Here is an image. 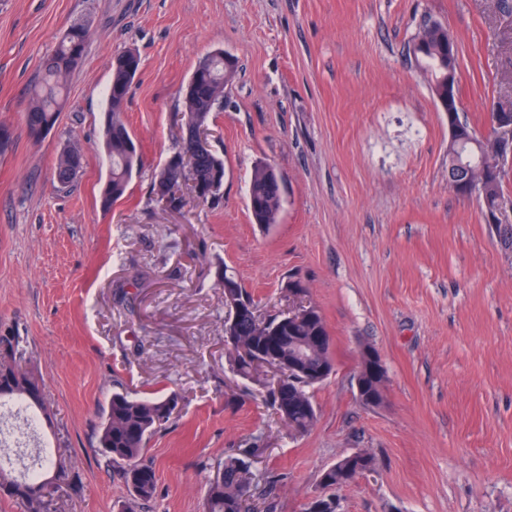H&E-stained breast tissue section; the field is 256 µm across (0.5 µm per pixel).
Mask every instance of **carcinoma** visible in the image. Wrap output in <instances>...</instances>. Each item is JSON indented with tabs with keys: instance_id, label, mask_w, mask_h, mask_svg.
Returning a JSON list of instances; mask_svg holds the SVG:
<instances>
[{
	"instance_id": "1",
	"label": "carcinoma",
	"mask_w": 512,
	"mask_h": 512,
	"mask_svg": "<svg viewBox=\"0 0 512 512\" xmlns=\"http://www.w3.org/2000/svg\"><path fill=\"white\" fill-rule=\"evenodd\" d=\"M88 29L76 23L64 34L57 47L42 62L43 76L34 92L26 112V122L31 131L40 133L51 130L58 118L61 94L73 69L78 66L87 47ZM454 37L442 24H426L416 37L417 61L430 74L429 89L435 101L447 105L448 101V42ZM140 65L138 55L122 52L112 58L109 67L112 83L107 96V119L104 147L110 159V174L103 203L110 207L120 201L127 190L134 172L138 169L139 154L124 119L129 84ZM236 61L224 62V52L217 51L198 64L189 84L192 95L183 99L181 126L195 128L208 123L209 116L224 104V91L233 80ZM188 157L192 163V184L179 185L180 173L176 168L163 167L155 176L152 193L160 202H168L171 210H181L191 204L217 206L224 186V159L211 148L198 150L189 137L181 138L175 157ZM83 155L76 148L64 151L58 158L59 180H71L70 170L81 168ZM505 162L504 175L485 179L482 191L491 198L505 199L504 183L509 178ZM249 206L255 223L269 226L278 223L282 208V187L275 170L266 164L254 167L248 190ZM220 279L232 285L224 293V334L234 333V339L224 341L233 369L242 377L251 378L267 362L270 345L279 347L276 369L286 374L288 361L296 352L304 351L305 369L293 380L279 378L268 392L275 413L296 434L308 432L315 424L316 409L306 388L325 380L334 370L330 341L314 344L317 336L328 335L326 322L318 308L310 305L291 318L286 313L276 316H258L257 304L235 276L224 271ZM9 346L15 351L10 374L14 385L19 386L29 378L30 368L22 364L21 337L11 329H0V347ZM365 390L362 404L376 406L383 398L385 371L364 376ZM177 407V398H141L127 391L114 392L108 403L106 415L101 420L99 448L107 466L115 470L131 492V500L122 512H136L137 504L148 502L156 493L157 476L154 467L142 462L150 438L168 422ZM258 449L241 448L218 467L217 480L207 485L204 492L205 512H250L249 489L251 460ZM372 454L358 452L343 457L325 469L320 485L330 491L343 486L356 473L373 469ZM0 496L21 501L26 512H50L51 495L43 494L41 474L28 471L16 477L5 469L0 458Z\"/></svg>"
}]
</instances>
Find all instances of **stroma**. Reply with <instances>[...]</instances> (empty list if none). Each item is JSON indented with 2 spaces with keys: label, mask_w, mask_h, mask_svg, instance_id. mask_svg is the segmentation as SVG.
Masks as SVG:
<instances>
[{
  "label": "stroma",
  "mask_w": 512,
  "mask_h": 512,
  "mask_svg": "<svg viewBox=\"0 0 512 512\" xmlns=\"http://www.w3.org/2000/svg\"><path fill=\"white\" fill-rule=\"evenodd\" d=\"M429 21L453 34L462 113L488 133L512 99V10L497 0H0V327L41 370L46 434L75 480L54 512L127 501L98 448L119 383L178 397L144 453L151 512H203L216 466L242 448L259 451L254 486L273 489L255 512H305L323 470L359 450L376 467L336 489L340 512H512V247L448 185V115L412 54ZM76 22L87 50L57 124L34 135L41 60ZM127 50L141 59L125 112L141 167L107 208L109 62ZM215 50L238 62L208 122L222 200L172 211L151 182ZM72 147L83 166L64 187L55 164ZM259 163L285 188L270 226L249 209ZM222 269L262 315L287 309L292 280L322 312L335 368L309 389L307 434L231 367ZM366 344L386 370L376 406L357 395Z\"/></svg>",
  "instance_id": "stroma-1"
}]
</instances>
